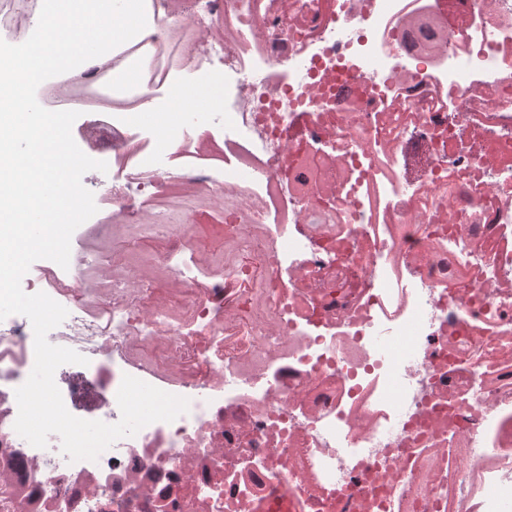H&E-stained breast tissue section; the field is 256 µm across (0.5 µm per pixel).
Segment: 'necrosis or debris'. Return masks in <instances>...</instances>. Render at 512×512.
<instances>
[{"label":"necrosis or debris","instance_id":"1","mask_svg":"<svg viewBox=\"0 0 512 512\" xmlns=\"http://www.w3.org/2000/svg\"><path fill=\"white\" fill-rule=\"evenodd\" d=\"M145 11L73 131L112 163L95 203L116 226L177 187L222 208L174 240L73 235L61 285H21L88 360L55 372L71 414L118 422L127 375L189 410L94 462L33 447L14 429L33 328L1 320L0 512H512V0ZM174 72L235 84L223 128L178 126L171 151L118 115ZM210 238L240 242L231 267Z\"/></svg>","mask_w":512,"mask_h":512}]
</instances>
